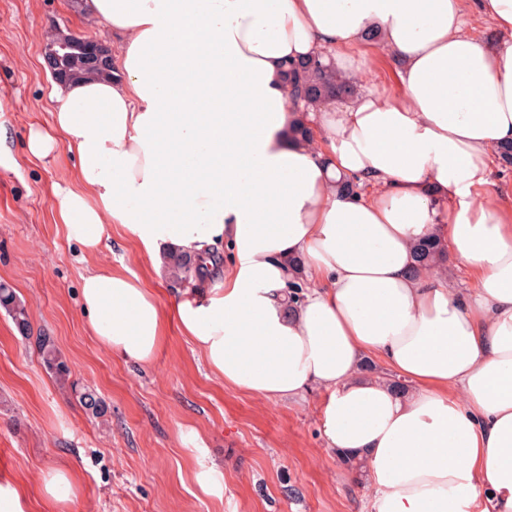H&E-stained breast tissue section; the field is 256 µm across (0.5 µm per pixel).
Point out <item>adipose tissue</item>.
<instances>
[{
    "instance_id": "adipose-tissue-1",
    "label": "adipose tissue",
    "mask_w": 512,
    "mask_h": 512,
    "mask_svg": "<svg viewBox=\"0 0 512 512\" xmlns=\"http://www.w3.org/2000/svg\"><path fill=\"white\" fill-rule=\"evenodd\" d=\"M464 2L79 0L120 40L113 76L53 84L28 138L78 160L54 208L82 255L116 224L156 266L226 247L215 286L183 291V336L228 386L322 393L320 432L361 463L372 512H512V208L490 190L512 143V0ZM369 41L396 97L295 103L287 65L348 72ZM432 237L473 288L418 263ZM81 302L102 346L153 361L162 310L135 274L93 268Z\"/></svg>"
}]
</instances>
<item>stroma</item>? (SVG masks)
I'll return each instance as SVG.
<instances>
[{"instance_id":"stroma-1","label":"stroma","mask_w":512,"mask_h":512,"mask_svg":"<svg viewBox=\"0 0 512 512\" xmlns=\"http://www.w3.org/2000/svg\"><path fill=\"white\" fill-rule=\"evenodd\" d=\"M112 43L71 0H0V281L25 302L31 339L0 311V489L23 512H370L371 490L327 449L320 394L295 404L224 385L178 328V288L133 244L115 238L82 260L53 208L76 160L38 159L31 129L46 127L52 78L41 51L50 29ZM355 85L399 88L378 50L360 52ZM128 268L156 291L167 328L147 365L90 336L81 277L95 265ZM52 336L79 386L107 414L92 417L40 363L36 336ZM70 470L76 496L52 506L43 475Z\"/></svg>"}]
</instances>
